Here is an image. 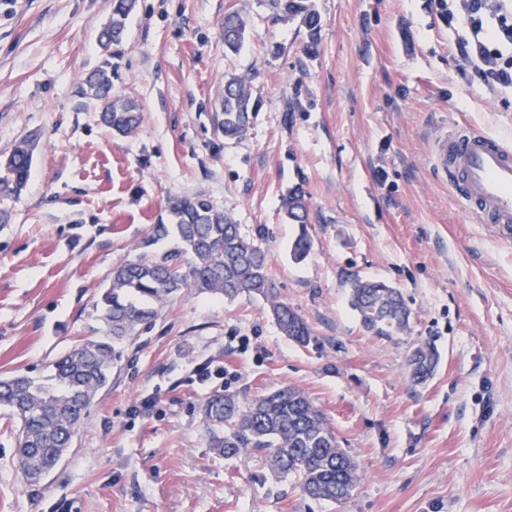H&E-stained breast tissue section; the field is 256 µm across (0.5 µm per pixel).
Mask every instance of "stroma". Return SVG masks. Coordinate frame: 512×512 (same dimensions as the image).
Listing matches in <instances>:
<instances>
[{
  "label": "stroma",
  "instance_id": "obj_1",
  "mask_svg": "<svg viewBox=\"0 0 512 512\" xmlns=\"http://www.w3.org/2000/svg\"><path fill=\"white\" fill-rule=\"evenodd\" d=\"M317 36L273 22L266 0H137L114 94L141 122L117 136L80 89L97 65L111 0H0V154L36 141L21 195L0 199V377L46 373L103 335L94 302L114 266L147 245L169 197L204 193L267 253L281 300L313 334L284 336L266 301L184 291L124 341L72 447L25 484L15 424L0 411V512H512V245L477 223L429 165L434 138L469 126L512 139V94L483 88L430 0H313ZM248 20L225 51L228 10ZM256 116L218 122L224 78ZM306 192L313 247L281 208ZM399 288L401 335H368L349 281ZM438 351L412 386L407 357ZM306 393L359 465L351 498L305 496L245 448L210 446L213 391ZM251 98V89L246 80L238 77L224 80L219 125L225 139L239 138L248 130L255 113ZM282 209L288 223L299 226V233L291 245L290 255L294 262L301 263L305 261L312 249V240L307 228L310 219L309 211L301 188L288 191L283 198ZM437 361L433 345L429 341L420 342L407 358L411 384L415 387L424 385L433 376Z\"/></svg>",
  "mask_w": 512,
  "mask_h": 512
}]
</instances>
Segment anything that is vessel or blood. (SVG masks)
<instances>
[{
  "label": "vessel or blood",
  "instance_id": "1",
  "mask_svg": "<svg viewBox=\"0 0 512 512\" xmlns=\"http://www.w3.org/2000/svg\"><path fill=\"white\" fill-rule=\"evenodd\" d=\"M429 160L478 223L512 239V142L478 128L453 130L434 140Z\"/></svg>",
  "mask_w": 512,
  "mask_h": 512
}]
</instances>
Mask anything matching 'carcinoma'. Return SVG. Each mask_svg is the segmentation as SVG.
Masks as SVG:
<instances>
[{"mask_svg":"<svg viewBox=\"0 0 512 512\" xmlns=\"http://www.w3.org/2000/svg\"><path fill=\"white\" fill-rule=\"evenodd\" d=\"M267 5L273 20L299 16L310 37L317 35L320 17L312 0H267ZM134 6L135 0H111V16L98 35L100 64L83 89L99 101L102 123L120 136L132 135L140 121L132 100L112 96V74L117 70L112 59L121 54ZM246 26L239 12L224 15L225 48L232 52L241 48ZM253 117L246 80H225L219 122L224 138L243 136ZM33 152L34 142L24 139L0 155V197L18 195L26 187ZM282 209L288 223L299 226L290 255L301 263L312 249L302 189L289 190ZM166 212L167 217L152 225L148 243L173 234L178 246L160 258L143 253L112 269L110 284L96 302L105 335L76 344L42 378L18 374L0 379V407L9 410L16 424V458L26 482L32 484L37 473L53 470L67 453L70 433L78 429L97 392L108 383L112 367L122 360V341L153 321L185 290L208 292L229 301L241 295L260 297L269 304L284 335L302 346L310 343L306 322L279 299L265 251L242 233L231 216L202 193L169 198ZM349 303L364 330L374 336L391 337L409 326L410 312L402 293L384 282L352 279ZM437 361L433 345L420 342L407 358L411 384H425ZM202 412L211 447L226 455L240 448L259 452L273 472L295 478L306 496L343 503L361 479L357 462L340 447L324 412L296 388H280L250 400L217 391L206 398Z\"/></svg>","mask_w":512,"mask_h":512,"instance_id":"1","label":"carcinoma"}]
</instances>
